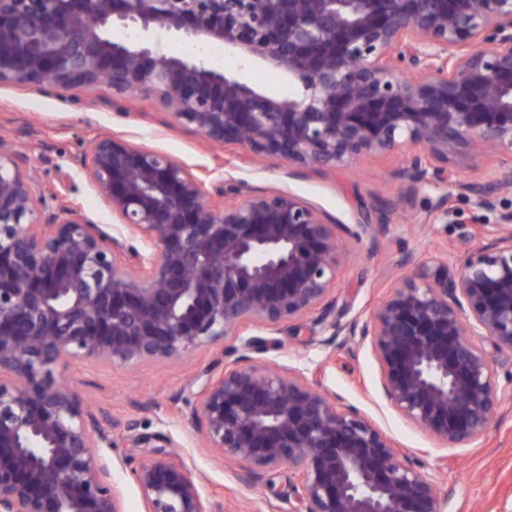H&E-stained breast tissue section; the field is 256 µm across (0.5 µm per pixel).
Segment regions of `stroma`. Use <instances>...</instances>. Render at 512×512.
Returning <instances> with one entry per match:
<instances>
[{"mask_svg": "<svg viewBox=\"0 0 512 512\" xmlns=\"http://www.w3.org/2000/svg\"><path fill=\"white\" fill-rule=\"evenodd\" d=\"M107 133L166 152L189 169L227 173L239 182L245 198L288 190L329 219L349 225L362 215L387 214L389 230L377 244L346 235L340 238L348 259L330 296L348 302L356 313L372 312L397 285L399 261H407L412 268L455 267L478 245L477 240L462 237L474 216L467 200H453L447 223H427L439 194L431 185L420 186L402 209L387 212V203L407 191L400 159L366 157L336 169L308 168L292 178L284 161L257 162L242 148L212 144L195 130L176 125L149 99L117 98L104 85L87 91L46 92L29 85H0V142L24 152L42 187L58 199L81 203L84 216L96 224L111 223L112 216L80 161L93 141ZM269 338L272 345L258 355L259 363L300 372L334 396L339 408L369 418L400 448L405 461L436 477L445 512H512V369L493 366L505 400L486 436L451 447L406 421L386 400L379 382L380 365L369 342L335 350L307 347L285 329L270 333ZM220 356V347L214 346L178 361H147L134 368L64 359L53 371L73 385L82 400L103 409L113 434L130 424L144 432L166 430L204 493L221 504L223 512H271L284 504L287 470L269 472L261 486L252 485L243 465L206 451L200 432L181 413L190 379ZM103 454L112 461V476L122 489L126 512H141L133 474L135 449L116 444Z\"/></svg>", "mask_w": 512, "mask_h": 512, "instance_id": "stroma-1", "label": "stroma"}]
</instances>
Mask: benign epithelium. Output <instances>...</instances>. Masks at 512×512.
Wrapping results in <instances>:
<instances>
[{"label":"benign epithelium","instance_id":"1","mask_svg":"<svg viewBox=\"0 0 512 512\" xmlns=\"http://www.w3.org/2000/svg\"><path fill=\"white\" fill-rule=\"evenodd\" d=\"M120 27L125 40L112 38ZM182 40L191 51L170 52ZM292 79L286 98L227 74L193 47ZM151 98L211 142L279 158L288 175L404 156L408 194L453 187L496 213L461 267H420L366 320L325 302L342 260L325 214L290 191L238 201L224 180L112 134L81 166L115 224L75 202L48 208L17 152L0 146V512H125L99 449L108 416L60 384L63 357L134 368L233 340L188 384L184 418L257 485L288 468V512H444L433 476L403 461L359 412L299 374L256 364L282 325L305 344L370 339L390 404L451 446L483 437L502 401L492 354L512 358V0H0V84ZM493 154L481 177L448 162ZM388 222L344 228L377 242ZM139 449L143 512H220L166 431Z\"/></svg>","mask_w":512,"mask_h":512}]
</instances>
